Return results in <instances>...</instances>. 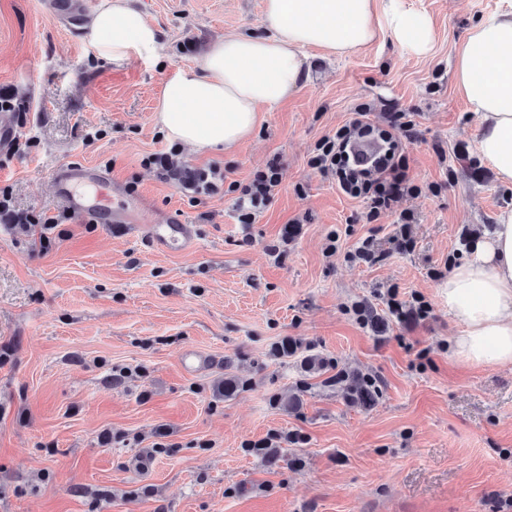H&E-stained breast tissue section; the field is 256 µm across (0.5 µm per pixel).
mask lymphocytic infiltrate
<instances>
[{"mask_svg":"<svg viewBox=\"0 0 512 512\" xmlns=\"http://www.w3.org/2000/svg\"><path fill=\"white\" fill-rule=\"evenodd\" d=\"M405 113L384 112L371 119L368 108H355L350 119L334 134L323 137L310 164L330 179L337 190L351 199H363L373 213L394 209L404 194L415 188L403 163L404 145L395 128H410ZM158 178L194 199L223 191L224 172L218 165L194 167L177 161L175 152H155L145 159ZM279 164L270 160L265 171L255 174L237 200L239 221L254 223L258 213L271 203L279 183Z\"/></svg>","mask_w":512,"mask_h":512,"instance_id":"1","label":"lymphocytic infiltrate"}]
</instances>
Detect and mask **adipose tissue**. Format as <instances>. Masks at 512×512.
<instances>
[{
	"label": "adipose tissue",
	"mask_w": 512,
	"mask_h": 512,
	"mask_svg": "<svg viewBox=\"0 0 512 512\" xmlns=\"http://www.w3.org/2000/svg\"><path fill=\"white\" fill-rule=\"evenodd\" d=\"M263 20L269 36L227 34L205 49L200 66L164 81L156 119L170 144L217 151L245 143L262 108L297 92L304 50L342 56L386 36L404 52L425 56L434 36L431 18L405 9L402 0H264ZM82 37L98 58L117 65L164 57L158 29L129 0H100ZM454 70L458 92L479 117L478 154L512 183V10L471 27ZM441 294L461 326L449 358L512 363V209L498 213L471 258L449 269Z\"/></svg>",
	"instance_id": "1"
}]
</instances>
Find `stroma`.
I'll return each instance as SVG.
<instances>
[{
    "instance_id": "obj_1",
    "label": "stroma",
    "mask_w": 512,
    "mask_h": 512,
    "mask_svg": "<svg viewBox=\"0 0 512 512\" xmlns=\"http://www.w3.org/2000/svg\"><path fill=\"white\" fill-rule=\"evenodd\" d=\"M134 3L162 34L164 66H113L81 22L42 0H0V92L14 94L19 129L0 190L14 209L62 212L56 171L77 161L111 175L114 204L142 205L137 221L177 217L198 239L163 253L74 219L44 248L39 231L0 227V512H500L512 500V363L449 358L459 326L431 272L512 208L452 72L471 26L512 0H406L433 20L429 56L386 37L345 56L308 50L297 92L263 110L249 141L178 150L241 185L279 158L276 194L251 224L235 193L192 203L142 160L170 148L155 121L161 83L225 34L266 35L263 0ZM361 103L412 114L405 154L420 191L398 205L416 218L406 250L391 241L396 213L367 221L366 203L308 164ZM369 236L381 261L351 260ZM280 243L279 260L268 249ZM391 289L427 316L392 315ZM357 303L381 330L359 323ZM287 339L297 349L284 357ZM189 347L216 368L186 373ZM231 376L241 386L228 397ZM356 378L372 403L353 399ZM263 438L275 447L249 450Z\"/></svg>"
}]
</instances>
